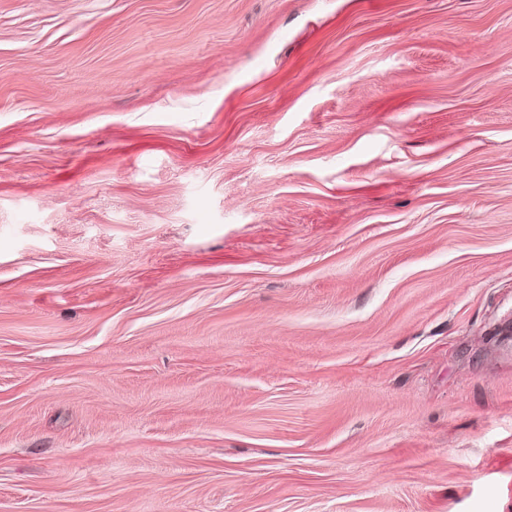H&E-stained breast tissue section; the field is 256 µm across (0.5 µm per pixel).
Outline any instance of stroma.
Here are the masks:
<instances>
[{
  "label": "stroma",
  "mask_w": 512,
  "mask_h": 512,
  "mask_svg": "<svg viewBox=\"0 0 512 512\" xmlns=\"http://www.w3.org/2000/svg\"><path fill=\"white\" fill-rule=\"evenodd\" d=\"M0 512H512V0H0Z\"/></svg>",
  "instance_id": "obj_1"
}]
</instances>
